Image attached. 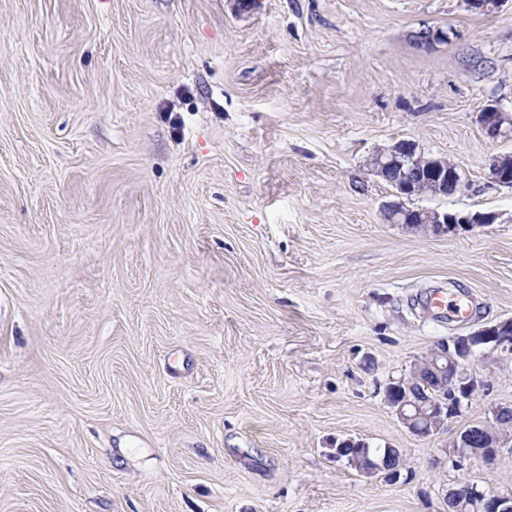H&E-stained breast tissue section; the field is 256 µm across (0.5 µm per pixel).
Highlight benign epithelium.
<instances>
[{"mask_svg": "<svg viewBox=\"0 0 512 512\" xmlns=\"http://www.w3.org/2000/svg\"><path fill=\"white\" fill-rule=\"evenodd\" d=\"M477 121L493 139L512 140V110L496 101L480 106ZM368 171L392 188L395 200L382 205L386 222L401 224L410 230L435 234H454L475 224H492L493 213H449L418 206L419 188L429 187L430 196L446 197L463 190L465 182L458 167L443 156H435L417 143L400 140L379 146L366 160ZM489 179L496 185L512 189V152L494 155L488 166ZM512 351V320L483 326L466 335L437 341L423 359L413 363L408 375L391 380L385 387V400L398 422L412 435L431 438L445 430L448 408L469 403L483 386L469 366L485 351ZM512 418V406L497 407L493 417L472 425L452 441L455 465L471 458L492 463L505 435L495 425ZM400 449L391 451L389 460L368 458L357 463L367 474L381 473L388 482L400 478ZM448 512H512V496L487 491L470 481H461L448 489Z\"/></svg>", "mask_w": 512, "mask_h": 512, "instance_id": "1", "label": "benign epithelium"}]
</instances>
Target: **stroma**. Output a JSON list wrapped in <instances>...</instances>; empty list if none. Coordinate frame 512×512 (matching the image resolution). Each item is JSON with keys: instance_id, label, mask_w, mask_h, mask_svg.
<instances>
[{"instance_id": "35a3bbf8", "label": "stroma", "mask_w": 512, "mask_h": 512, "mask_svg": "<svg viewBox=\"0 0 512 512\" xmlns=\"http://www.w3.org/2000/svg\"><path fill=\"white\" fill-rule=\"evenodd\" d=\"M448 38L418 45L417 32ZM512 0H0V512H446L493 464L430 460L512 404V352L448 430L383 396L436 341L512 319ZM410 140L496 213L386 223L364 162ZM465 298L461 321L427 305ZM400 449L398 482L335 457ZM477 121L492 139L512 140V110L505 109L498 102L488 101L480 106ZM488 170L492 182L500 187L512 189V152L494 155Z\"/></svg>"}]
</instances>
